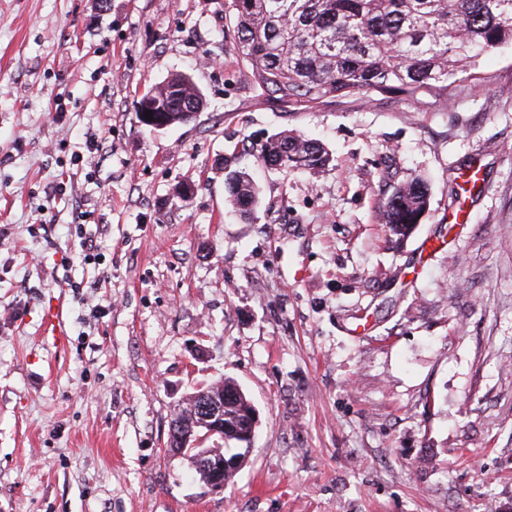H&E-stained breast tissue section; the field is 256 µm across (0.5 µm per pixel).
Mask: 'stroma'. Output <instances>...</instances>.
Wrapping results in <instances>:
<instances>
[{"label":"stroma","instance_id":"35a3bbf8","mask_svg":"<svg viewBox=\"0 0 512 512\" xmlns=\"http://www.w3.org/2000/svg\"><path fill=\"white\" fill-rule=\"evenodd\" d=\"M226 12L0 0V512H512V48L444 99L290 111ZM175 73L204 110L146 130ZM286 129L329 167H265ZM415 178L396 242L385 203ZM224 377L258 424L213 492L165 446ZM259 193L254 181L245 173H235L225 182V200L243 214H250L258 203ZM428 204V187L420 179L400 187L385 204V219L393 235L409 236L416 224H420Z\"/></svg>","mask_w":512,"mask_h":512}]
</instances>
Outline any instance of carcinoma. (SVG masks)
<instances>
[{
	"label": "carcinoma",
	"mask_w": 512,
	"mask_h": 512,
	"mask_svg": "<svg viewBox=\"0 0 512 512\" xmlns=\"http://www.w3.org/2000/svg\"><path fill=\"white\" fill-rule=\"evenodd\" d=\"M237 60L250 67L260 96L289 109L329 105L372 90L448 97L460 74L479 78L482 56L512 46V0H228ZM148 102L171 126L204 108L195 84L173 74L151 89ZM269 166L316 173L330 163L318 141L283 130L266 144ZM259 193L245 173L225 182V200L251 213ZM428 204L427 184L414 179L385 204V219L398 237L409 236ZM224 442L245 459L243 434L254 412L233 380L224 379Z\"/></svg>",
	"instance_id": "cac0c4a2"
}]
</instances>
